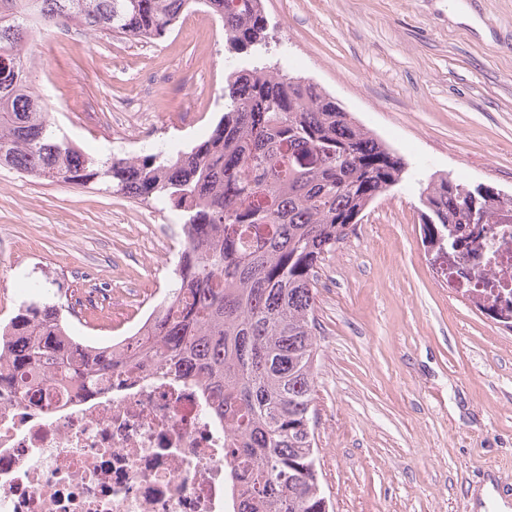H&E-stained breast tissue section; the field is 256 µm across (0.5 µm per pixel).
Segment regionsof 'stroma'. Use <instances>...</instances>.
<instances>
[{"instance_id": "35a3bbf8", "label": "stroma", "mask_w": 512, "mask_h": 512, "mask_svg": "<svg viewBox=\"0 0 512 512\" xmlns=\"http://www.w3.org/2000/svg\"><path fill=\"white\" fill-rule=\"evenodd\" d=\"M262 58L317 84L406 164L326 255L315 295V437L330 512H512V330L446 287L420 192L451 175L512 194V0H263ZM229 52L200 0L165 38L46 29L26 67L55 132L104 160L185 150L224 113ZM176 214L101 184L0 167V324L35 288L110 344L172 283Z\"/></svg>"}]
</instances>
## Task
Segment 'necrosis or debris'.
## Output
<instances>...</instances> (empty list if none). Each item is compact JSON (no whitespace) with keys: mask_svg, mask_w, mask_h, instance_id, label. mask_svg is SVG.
Wrapping results in <instances>:
<instances>
[{"mask_svg":"<svg viewBox=\"0 0 512 512\" xmlns=\"http://www.w3.org/2000/svg\"><path fill=\"white\" fill-rule=\"evenodd\" d=\"M448 288L512 304V225L449 228ZM195 366L0 388V512H237L231 444Z\"/></svg>","mask_w":512,"mask_h":512,"instance_id":"1","label":"necrosis or debris"}]
</instances>
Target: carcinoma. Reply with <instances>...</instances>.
<instances>
[{
  "instance_id": "cac0c4a2",
  "label": "carcinoma",
  "mask_w": 512,
  "mask_h": 512,
  "mask_svg": "<svg viewBox=\"0 0 512 512\" xmlns=\"http://www.w3.org/2000/svg\"><path fill=\"white\" fill-rule=\"evenodd\" d=\"M193 2L0 0V166L152 200L177 212L189 234L173 288L124 358L72 335L58 306L30 302L0 325L9 365L0 385H35L48 369L92 387L123 364H194L232 437L238 512H328L312 425L318 269L375 191L402 181L401 159L312 82L262 62V0H203L229 49L254 64L229 74L224 115L186 151L88 157L51 129L28 82L24 48L35 29L154 41ZM459 186L440 177L422 190L428 243L446 246L448 225L473 223ZM508 205L512 197L490 196L479 223H500Z\"/></svg>"
}]
</instances>
